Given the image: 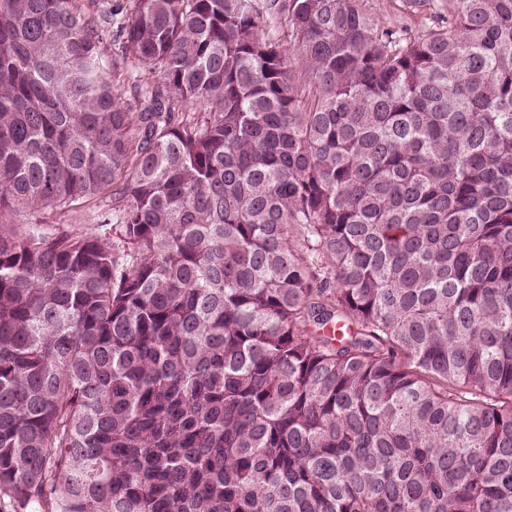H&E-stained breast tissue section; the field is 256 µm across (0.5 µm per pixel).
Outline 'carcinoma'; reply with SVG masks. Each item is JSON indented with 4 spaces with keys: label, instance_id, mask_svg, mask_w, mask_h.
<instances>
[{
    "label": "carcinoma",
    "instance_id": "obj_1",
    "mask_svg": "<svg viewBox=\"0 0 512 512\" xmlns=\"http://www.w3.org/2000/svg\"><path fill=\"white\" fill-rule=\"evenodd\" d=\"M78 2L0 0V496L512 512V0ZM364 3L385 27L397 28L408 21V26L412 23V34H418L436 24L433 17L435 9L413 17L410 22L411 16L407 15V7L403 0H364ZM103 199L93 200L81 205L74 211H48L45 217L49 224L47 228L55 233L68 234L71 236L84 234H103L106 228L97 224L98 215L112 206V197L108 194L102 195Z\"/></svg>",
    "mask_w": 512,
    "mask_h": 512
}]
</instances>
